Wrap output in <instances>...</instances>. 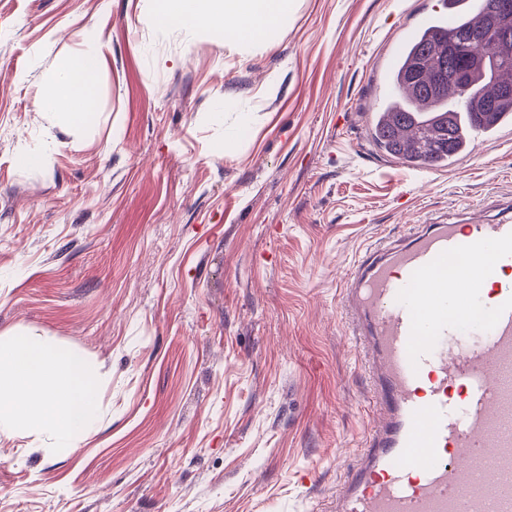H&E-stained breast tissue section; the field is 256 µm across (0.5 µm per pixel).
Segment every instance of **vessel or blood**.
Here are the masks:
<instances>
[{
    "instance_id": "vessel-or-blood-1",
    "label": "vessel or blood",
    "mask_w": 512,
    "mask_h": 512,
    "mask_svg": "<svg viewBox=\"0 0 512 512\" xmlns=\"http://www.w3.org/2000/svg\"><path fill=\"white\" fill-rule=\"evenodd\" d=\"M479 10V0H443L403 29L401 43ZM507 265L512 201L493 221L409 225L344 274L340 302L374 417L326 512H512V282L499 279ZM477 325L484 340L465 343Z\"/></svg>"
}]
</instances>
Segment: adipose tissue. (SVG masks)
<instances>
[{"label": "adipose tissue", "instance_id": "ef3b65f1", "mask_svg": "<svg viewBox=\"0 0 512 512\" xmlns=\"http://www.w3.org/2000/svg\"><path fill=\"white\" fill-rule=\"evenodd\" d=\"M291 7L292 0H158L151 20L188 31L217 25L225 43L238 44L262 40ZM96 81V55H80L48 82L37 102L69 123H84ZM97 401V379L83 359L51 349L33 333L0 344V422L70 438L86 429Z\"/></svg>", "mask_w": 512, "mask_h": 512}]
</instances>
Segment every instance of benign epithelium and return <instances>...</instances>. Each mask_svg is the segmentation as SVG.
Here are the masks:
<instances>
[{
	"label": "benign epithelium",
	"instance_id": "benign-epithelium-1",
	"mask_svg": "<svg viewBox=\"0 0 512 512\" xmlns=\"http://www.w3.org/2000/svg\"><path fill=\"white\" fill-rule=\"evenodd\" d=\"M475 37L487 42L490 50L468 56L453 73L463 91L470 95L481 81L493 75L501 48L512 43V0H501L494 5L484 28Z\"/></svg>",
	"mask_w": 512,
	"mask_h": 512
}]
</instances>
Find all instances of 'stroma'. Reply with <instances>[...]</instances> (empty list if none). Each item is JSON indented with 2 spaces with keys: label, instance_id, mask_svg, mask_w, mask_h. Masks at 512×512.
Returning <instances> with one entry per match:
<instances>
[{
  "label": "stroma",
  "instance_id": "stroma-1",
  "mask_svg": "<svg viewBox=\"0 0 512 512\" xmlns=\"http://www.w3.org/2000/svg\"><path fill=\"white\" fill-rule=\"evenodd\" d=\"M442 0H293L255 46L154 0H0V341L84 359L73 439L0 425V512H321L369 390L338 294L407 224L512 200V128L398 166L368 112ZM94 51L92 117L41 109Z\"/></svg>",
  "mask_w": 512,
  "mask_h": 512
}]
</instances>
